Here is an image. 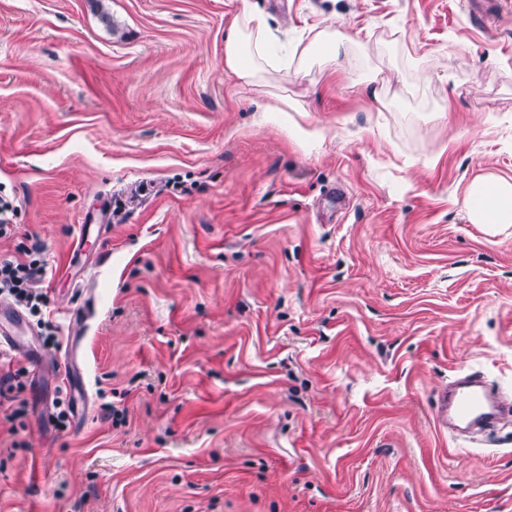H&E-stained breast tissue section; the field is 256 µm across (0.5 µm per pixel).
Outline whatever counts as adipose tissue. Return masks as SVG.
<instances>
[{"label":"adipose tissue","instance_id":"obj_1","mask_svg":"<svg viewBox=\"0 0 512 512\" xmlns=\"http://www.w3.org/2000/svg\"><path fill=\"white\" fill-rule=\"evenodd\" d=\"M275 41L266 17L245 13L235 18L224 36V71L238 85L269 95L268 111H301L300 103L288 96L272 93L271 85L287 86L303 78L314 63L327 67L341 64L349 49L359 45V37L340 31L335 24L315 27L307 40L297 43L289 65L270 76L271 47ZM468 219L474 224L512 223V180L479 176L468 185L464 195Z\"/></svg>","mask_w":512,"mask_h":512}]
</instances>
